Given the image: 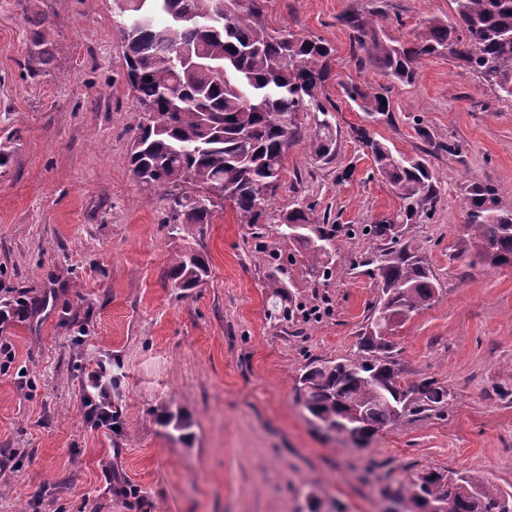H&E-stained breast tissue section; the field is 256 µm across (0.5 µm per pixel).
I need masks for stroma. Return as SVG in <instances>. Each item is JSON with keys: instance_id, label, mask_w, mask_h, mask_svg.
I'll use <instances>...</instances> for the list:
<instances>
[{"instance_id": "1", "label": "stroma", "mask_w": 512, "mask_h": 512, "mask_svg": "<svg viewBox=\"0 0 512 512\" xmlns=\"http://www.w3.org/2000/svg\"><path fill=\"white\" fill-rule=\"evenodd\" d=\"M269 28L329 44L324 112L296 115L264 224L227 206L170 236L168 206L140 183L128 150L143 114L125 80L114 0H0V306L32 300L0 331V512H384L387 487L430 470H466L512 491V267L486 268L466 226V189L496 188L512 211V100L447 55L413 82L359 67L349 14L384 40L450 20L453 0H262ZM52 42L40 53V35ZM388 97L367 115L347 94ZM331 161L307 142L320 121ZM425 162L432 205L401 245L426 256L438 295L390 337L407 380L448 389L444 407L355 442L299 404L295 381L314 359L349 357L379 298L360 229L400 200L356 137ZM455 153H448V146ZM296 206L336 225L345 270L315 281L277 230ZM201 253L196 288L168 276L175 251ZM288 262L304 313L268 319L260 252ZM105 363L112 429L85 415L82 384ZM184 430H176V422ZM320 129L317 134L308 142V148L316 158L322 160L327 159L334 151L335 138L330 124L321 121Z\"/></svg>"}]
</instances>
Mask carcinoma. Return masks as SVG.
Listing matches in <instances>:
<instances>
[{"mask_svg":"<svg viewBox=\"0 0 512 512\" xmlns=\"http://www.w3.org/2000/svg\"><path fill=\"white\" fill-rule=\"evenodd\" d=\"M454 21H428L413 38L398 45L380 39L373 21L350 15L356 62L400 81L414 80L419 64L446 53L479 81L512 99V0H454ZM118 31L127 67L126 79L145 121L129 154L140 182L168 201L166 223L181 236L188 224H207L222 200L237 223L258 224L267 217L280 186L288 145L299 139L296 114L325 107L319 95L330 70L331 48L321 39L299 37L288 29L271 30L261 21L260 0H117ZM349 98L369 115L389 111L385 96L353 86ZM376 169L396 189L400 209L362 228L385 241L374 256L381 295L370 307L358 355L334 361L314 360L299 375L296 392L309 414L324 426L361 415L360 438L394 428L414 414L448 403L452 394L430 382L407 381L390 356L387 336L411 313L438 294L428 264L399 245L396 226L411 224L432 201L434 175L420 160L396 156L366 130L356 131ZM335 138L323 120L308 148L322 160L332 155ZM495 188L470 185L467 225L485 266H512V211L495 205ZM304 226L293 238L303 249L308 270L329 280L342 271L330 254L335 231L320 225L309 207L282 216ZM268 287L278 302L270 320L292 321L284 269L267 261ZM209 266L199 254L181 249L169 277L177 288H195ZM408 512H426L444 504L447 512H512V494L466 471L423 473L397 494Z\"/></svg>","mask_w":512,"mask_h":512,"instance_id":"cac0c4a2","label":"carcinoma"}]
</instances>
